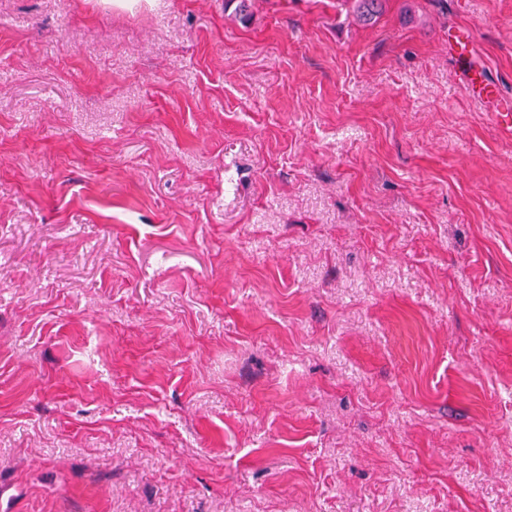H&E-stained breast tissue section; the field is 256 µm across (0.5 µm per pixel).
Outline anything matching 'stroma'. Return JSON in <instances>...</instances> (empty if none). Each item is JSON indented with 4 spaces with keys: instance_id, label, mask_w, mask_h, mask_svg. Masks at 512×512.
<instances>
[{
    "instance_id": "stroma-1",
    "label": "stroma",
    "mask_w": 512,
    "mask_h": 512,
    "mask_svg": "<svg viewBox=\"0 0 512 512\" xmlns=\"http://www.w3.org/2000/svg\"><path fill=\"white\" fill-rule=\"evenodd\" d=\"M0 0V512H512V0ZM351 3L356 18L363 23L374 22L382 10L383 0H343Z\"/></svg>"
}]
</instances>
